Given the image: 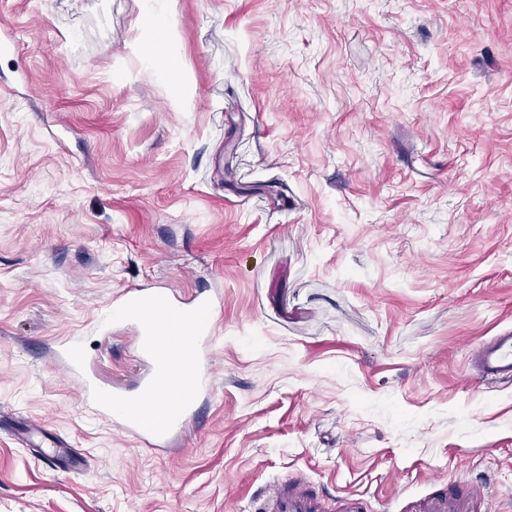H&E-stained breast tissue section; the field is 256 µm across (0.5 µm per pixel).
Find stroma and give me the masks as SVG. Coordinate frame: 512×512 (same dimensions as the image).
I'll use <instances>...</instances> for the list:
<instances>
[{
	"label": "stroma",
	"mask_w": 512,
	"mask_h": 512,
	"mask_svg": "<svg viewBox=\"0 0 512 512\" xmlns=\"http://www.w3.org/2000/svg\"><path fill=\"white\" fill-rule=\"evenodd\" d=\"M126 288L218 299L166 450L61 355L137 384ZM510 328L512 0H0V512H240L298 471L512 512V383L466 367ZM35 444L41 448L43 457L51 464L61 469H68L75 466L76 461L69 448H64L63 445L58 442L40 435L36 436Z\"/></svg>",
	"instance_id": "stroma-1"
}]
</instances>
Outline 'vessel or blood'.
<instances>
[{
    "instance_id": "1",
    "label": "vessel or blood",
    "mask_w": 512,
    "mask_h": 512,
    "mask_svg": "<svg viewBox=\"0 0 512 512\" xmlns=\"http://www.w3.org/2000/svg\"><path fill=\"white\" fill-rule=\"evenodd\" d=\"M215 300L196 294L183 298L167 291L123 292L111 314L136 327L140 354L150 363L149 374L131 389L107 392L82 375L76 346L63 345L72 374L79 376L84 395L99 412L145 446L165 447L184 421L196 414L203 395L213 393ZM474 380L495 385L512 381V330L477 343L468 355ZM35 444L43 457L58 467H73L70 449L43 436ZM243 512H325V496L301 475L271 482ZM413 512H474L472 502L459 494L443 493L421 500Z\"/></svg>"
}]
</instances>
